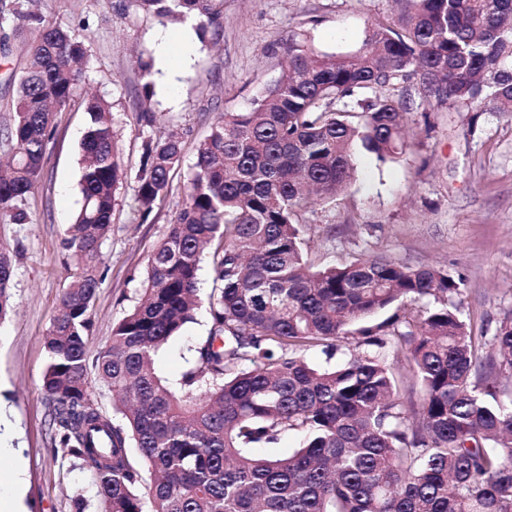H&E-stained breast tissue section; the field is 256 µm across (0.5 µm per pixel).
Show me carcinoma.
I'll return each instance as SVG.
<instances>
[{
	"instance_id": "obj_1",
	"label": "carcinoma",
	"mask_w": 512,
	"mask_h": 512,
	"mask_svg": "<svg viewBox=\"0 0 512 512\" xmlns=\"http://www.w3.org/2000/svg\"><path fill=\"white\" fill-rule=\"evenodd\" d=\"M136 2L160 20L195 16L202 35L214 21L213 0ZM397 2V20L375 23L355 54L291 40L282 76L212 124L144 294L92 358L96 266L122 165L110 104L88 99L81 206L64 240L76 274L44 339L43 389L52 448L96 476L101 512H512V313L493 336L473 335L456 304L461 281L438 265L381 255L315 269L298 222L312 195L345 187L355 147L381 162L403 153L411 105L383 88L417 75L427 100L512 112V0ZM7 15L32 37L6 131L0 221L27 224L87 48L16 0H0ZM180 154L172 137L145 141L141 218L166 200ZM204 262L209 336L177 394L154 360L194 320ZM13 278L1 244L0 320ZM408 303L418 309L402 310ZM350 339L357 352L334 367L302 357L315 347L331 356ZM387 352L405 362L417 401L401 400L403 374ZM93 379L112 390L125 425L94 401ZM289 433L302 437L293 453H251Z\"/></svg>"
}]
</instances>
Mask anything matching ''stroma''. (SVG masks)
I'll return each mask as SVG.
<instances>
[{"label":"stroma","instance_id":"obj_1","mask_svg":"<svg viewBox=\"0 0 512 512\" xmlns=\"http://www.w3.org/2000/svg\"><path fill=\"white\" fill-rule=\"evenodd\" d=\"M216 23L205 36L193 17L159 21L135 0H36L33 9L83 39L87 58L69 106L56 115L43 174L28 197L30 220L1 224L14 253V309L0 322V474L21 466L27 512H72L82 494L97 512L94 478L65 451H53L43 390L44 338L75 267L63 247L81 204L80 142L88 98L112 105L125 172L116 191L110 232L101 246V280L87 341L89 354L110 342L146 286L151 255L182 206L183 187L199 143L224 113L243 112L280 78L290 39L325 54L359 51L375 21L393 17L392 0H216ZM169 37L171 66L182 69L173 91L160 82V39ZM152 62L142 71L141 61ZM25 65L21 39L0 50V157L12 124L13 76ZM409 99L407 147L385 163L356 156L346 187L315 201L300 222L315 266L388 254L410 266L437 264L463 282L461 311L474 331L493 335L512 310V114L451 109L426 101L418 79L386 89ZM156 121L146 124L145 114ZM176 133L182 157L172 191L147 221L135 190L147 137ZM205 310L155 357L157 375L177 386L206 341Z\"/></svg>","mask_w":512,"mask_h":512}]
</instances>
